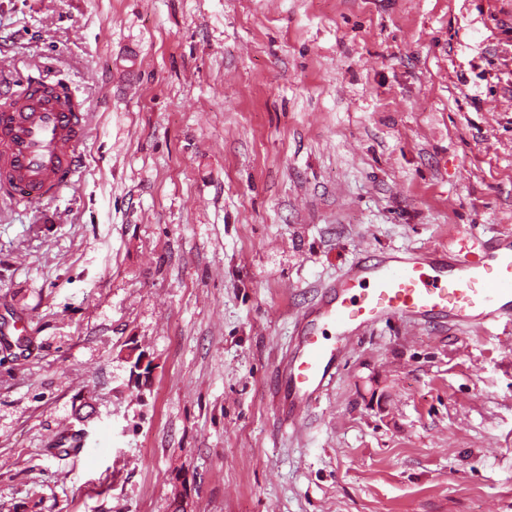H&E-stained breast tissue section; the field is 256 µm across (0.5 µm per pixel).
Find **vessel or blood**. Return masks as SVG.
Returning a JSON list of instances; mask_svg holds the SVG:
<instances>
[{
    "instance_id": "obj_1",
    "label": "vessel or blood",
    "mask_w": 512,
    "mask_h": 512,
    "mask_svg": "<svg viewBox=\"0 0 512 512\" xmlns=\"http://www.w3.org/2000/svg\"><path fill=\"white\" fill-rule=\"evenodd\" d=\"M85 113L40 90L0 113V187L26 203L72 183L88 137ZM446 322L482 330L512 322V232L469 234L457 245L363 254L296 316V335L277 374V405L294 434L336 379L345 348L364 329Z\"/></svg>"
}]
</instances>
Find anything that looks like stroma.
<instances>
[{"mask_svg": "<svg viewBox=\"0 0 512 512\" xmlns=\"http://www.w3.org/2000/svg\"><path fill=\"white\" fill-rule=\"evenodd\" d=\"M33 79L90 136L0 196V512H512V324L365 330L299 440L273 390L358 253L512 230V0H0Z\"/></svg>", "mask_w": 512, "mask_h": 512, "instance_id": "35a3bbf8", "label": "stroma"}]
</instances>
